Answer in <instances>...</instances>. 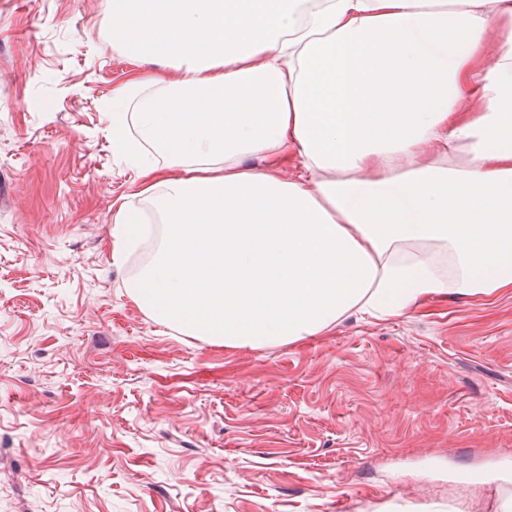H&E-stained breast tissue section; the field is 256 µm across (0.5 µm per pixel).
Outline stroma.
<instances>
[{"instance_id": "1", "label": "stroma", "mask_w": 512, "mask_h": 512, "mask_svg": "<svg viewBox=\"0 0 512 512\" xmlns=\"http://www.w3.org/2000/svg\"><path fill=\"white\" fill-rule=\"evenodd\" d=\"M143 71L105 0H0V512H499L512 291L261 348L128 294L106 104Z\"/></svg>"}]
</instances>
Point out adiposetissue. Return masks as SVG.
Returning a JSON list of instances; mask_svg holds the SVG:
<instances>
[{"label":"adipose tissue","mask_w":512,"mask_h":512,"mask_svg":"<svg viewBox=\"0 0 512 512\" xmlns=\"http://www.w3.org/2000/svg\"><path fill=\"white\" fill-rule=\"evenodd\" d=\"M302 2L110 0L154 67L109 103L148 203L120 240L161 223L132 297L262 347L512 288V0Z\"/></svg>","instance_id":"ef3b65f1"}]
</instances>
